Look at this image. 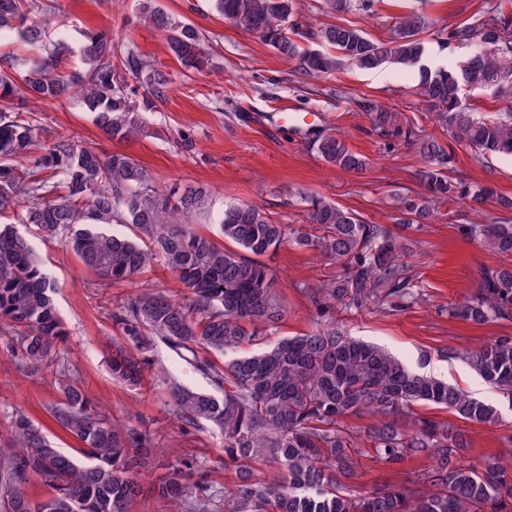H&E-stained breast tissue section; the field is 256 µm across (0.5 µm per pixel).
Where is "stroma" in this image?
<instances>
[{
	"mask_svg": "<svg viewBox=\"0 0 512 512\" xmlns=\"http://www.w3.org/2000/svg\"><path fill=\"white\" fill-rule=\"evenodd\" d=\"M48 2L55 7L57 30L68 37L72 66L81 64L83 31L103 30L164 73L169 91L155 111L142 113V131L128 141L105 139L79 102L42 106L37 143L69 138L105 154H128L165 191L187 185L207 188L208 212L195 218L193 226L216 244L224 242L218 217L226 204H255L279 223L302 224L306 221L302 198L308 194L321 195L369 223L398 231L396 196L421 189L417 176L421 157L406 142L405 131L446 144L451 141L416 93L417 70L385 65L365 71L346 65L328 77L306 81L298 78L295 61L279 56L259 36L225 22L214 0H157L174 18L198 28L211 49L212 69L187 76L169 54L164 33L141 21L139 0ZM488 2L425 0L422 10L429 26L421 38L429 65L452 67L478 50V43H449L445 37L457 24L477 23ZM413 5L414 0H376L369 13L332 14L323 10L322 0H298L297 14L315 28L350 25L371 39L384 40ZM365 100L400 112V132L375 130L361 107ZM326 133L340 135L353 151L366 156L367 169L355 174L323 162L313 142ZM452 168L454 177L488 184L496 193L512 196L511 159L479 158L459 145ZM500 214L494 201H487L476 213L459 200L443 219L413 235L405 261L422 298L396 310L313 300L309 288L342 271L340 264L318 252L286 245L266 259L277 276L285 310L279 335L295 336L331 323L345 334L385 348L412 369L495 405L500 419L494 424H475L441 409L423 410L424 415L468 435L471 446L462 460L480 469L512 459V405L459 355L496 337L512 336V321L473 324L449 318L448 306L474 291L480 269L498 262L486 247L464 235L463 225L482 224ZM30 242L57 286L55 302L67 331V358L83 388L114 419L151 434L155 443L153 461L141 474L142 489L133 512H166L152 487L167 464L178 459L193 462L210 484L232 485L235 467L225 464L218 433L178 422L169 390L153 372H146L141 385L130 389L113 380L108 367L112 344L120 338L112 324L111 300L160 292L186 303L192 297L189 289L161 264L103 288L96 274L59 241L34 235ZM59 397L52 374L20 371L0 339V438H6L13 413L22 411L63 452L82 460L80 441L63 431L48 412ZM357 460L356 474L348 482L354 492L402 482L405 471L430 465L429 458L416 457L400 472L378 460L368 447Z\"/></svg>",
	"mask_w": 512,
	"mask_h": 512,
	"instance_id": "35a3bbf8",
	"label": "stroma"
}]
</instances>
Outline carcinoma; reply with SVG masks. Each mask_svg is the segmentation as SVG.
Instances as JSON below:
<instances>
[{
  "instance_id": "carcinoma-1",
  "label": "carcinoma",
  "mask_w": 512,
  "mask_h": 512,
  "mask_svg": "<svg viewBox=\"0 0 512 512\" xmlns=\"http://www.w3.org/2000/svg\"><path fill=\"white\" fill-rule=\"evenodd\" d=\"M354 6L370 10L373 0L356 5L323 0V8L336 14ZM215 8L233 27L259 35L278 55L296 60L297 74L304 78L329 75L345 64L418 69L422 102L457 143L483 157L512 158V107L477 116L461 104L465 87L512 84V15L502 4L490 6L479 25L459 24L448 31L451 42L478 40L490 51L436 69L422 64L420 34L428 20L416 11L403 16L385 41L345 25L310 32L334 49L331 54L302 49L289 35L295 31L294 0H215ZM42 10L39 0H0V32L18 30L33 51L30 59L0 64V217L10 214L14 224L62 242L104 282L127 280L160 262L191 289L188 304L160 293L112 303V321L122 339L109 358L112 378L139 386L150 365L152 340L161 339L215 389L196 391L169 382L176 419L216 428L224 439V462L236 466L232 487L218 490L192 481V466L177 460L154 484L156 499L169 512H512V465L485 472L464 465L466 437L444 421L417 415L414 407L430 405L479 424L498 421V410L410 370L387 351L321 328L216 361L217 355L262 340L282 320L275 278L260 257L288 244L346 262L343 276L310 290L315 299L355 307L380 308L391 299L412 304L419 294L401 262L405 237L310 197L307 223L320 234L275 223L256 205L234 204L224 208L220 220L231 247L219 246L188 222L206 204L200 186L162 193L129 155L103 156L69 139L32 154L40 104L76 100L94 114L105 136L125 141L140 131L135 107L152 110L168 87L165 75L136 51L121 49L97 30L84 34L82 68H69L66 40L47 37L52 18L27 24L28 14ZM142 11L165 34L183 70L202 72L212 65L195 26L175 20L155 0H143ZM143 74L144 90L127 80ZM366 108L375 128L397 124L398 113L373 103ZM416 146L424 160L418 176L426 194L396 200V223L403 229L420 230L441 205L456 199L468 200L476 210L493 197L502 211L512 212V197L449 176L452 153L441 142L421 138ZM315 147L326 164L343 171L360 173L369 164L332 133L320 136ZM104 224H130L136 236L107 233ZM464 232L498 256H512V218L466 224ZM54 291L29 240L13 224L1 226L0 336L10 342L20 367L55 375L61 399L49 414L82 442L92 463L76 464L26 414L14 413L7 439L0 440V512H131L139 476L150 462V436L94 407L61 363L65 332ZM448 317L475 324L512 321V263L483 270L474 293L448 306ZM465 359L512 402V336H499ZM361 414L373 418L363 433L344 427L345 419ZM361 441L396 470L416 456L431 457L432 465L405 472L400 484L352 494L346 480L355 476ZM258 461L281 469V480L259 479L253 467ZM32 476L51 489L50 495L39 501L28 497L25 484Z\"/></svg>"
}]
</instances>
